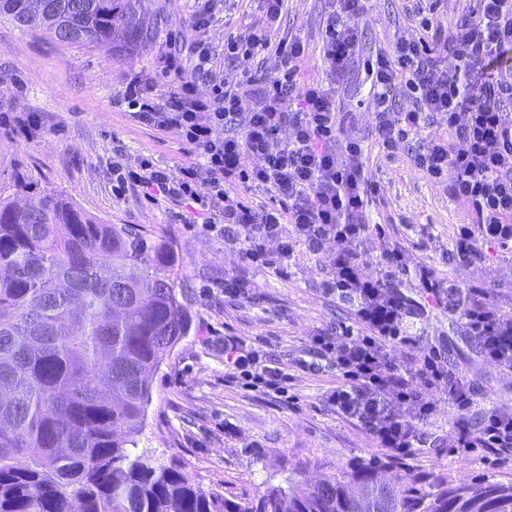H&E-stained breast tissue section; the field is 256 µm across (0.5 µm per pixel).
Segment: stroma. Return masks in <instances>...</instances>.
<instances>
[{"instance_id": "stroma-1", "label": "stroma", "mask_w": 512, "mask_h": 512, "mask_svg": "<svg viewBox=\"0 0 512 512\" xmlns=\"http://www.w3.org/2000/svg\"><path fill=\"white\" fill-rule=\"evenodd\" d=\"M145 6L158 19L156 34L126 55L62 45L0 19V113L41 120L30 139L0 129V191L10 192L15 178H26L102 222L141 229L173 255L176 291L193 326L152 375L140 449L180 465L205 489L238 502L284 485L291 469L317 481L368 458L384 464L389 479L436 469L457 485L486 476L511 480V460L450 454L453 432L445 402H437L423 427L426 448L402 462L337 415L328 401L336 370L317 356L314 338L350 322L353 308L323 293L327 266L322 256L300 253L282 276L250 264L235 234L180 223L178 207L170 200L148 201L135 188L113 193L114 161L149 155L174 175L190 159L176 135L138 125L112 105L130 78L166 86L156 62L180 41L196 4L146 0ZM330 10L329 0H283L276 36L304 43L301 81L324 75L322 31ZM260 19L255 0H220L208 37L216 50H223L225 41ZM359 26L368 55L389 50L399 38L418 36L421 30L419 18L408 14L406 0H374ZM367 91L363 64L354 62L340 92L342 106L357 113L345 136L362 135L373 120ZM418 145L415 139L400 143L389 158L369 154V174L380 187L372 217L388 225L389 236L368 242L363 274L377 273L386 242L404 241L410 270L400 276L399 285L408 297L419 299L414 270L427 264L462 286L488 288L493 302L512 313V253L464 268L449 266L445 259L454 225L467 223L469 215L446 185L427 179L415 166ZM230 276L245 282L247 302L225 301L224 280ZM423 331L427 341L443 349L450 368L477 382L486 404L512 411V374L485 360L459 316L435 313ZM228 336L242 338L248 349L285 366L292 376L287 394L248 392L226 381Z\"/></svg>"}]
</instances>
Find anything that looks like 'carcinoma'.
Returning a JSON list of instances; mask_svg holds the SVG:
<instances>
[{"mask_svg":"<svg viewBox=\"0 0 512 512\" xmlns=\"http://www.w3.org/2000/svg\"><path fill=\"white\" fill-rule=\"evenodd\" d=\"M144 2L0 0V18L125 52L152 38ZM156 251L62 195L0 196V512H512V480L387 483L372 460L243 505L137 452L150 375L192 326Z\"/></svg>","mask_w":512,"mask_h":512,"instance_id":"obj_1","label":"carcinoma"}]
</instances>
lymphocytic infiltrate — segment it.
<instances>
[{
    "label": "lymphocytic infiltrate",
    "mask_w": 512,
    "mask_h": 512,
    "mask_svg": "<svg viewBox=\"0 0 512 512\" xmlns=\"http://www.w3.org/2000/svg\"><path fill=\"white\" fill-rule=\"evenodd\" d=\"M215 2L196 0L178 48L163 57L165 90L135 78L114 101L136 123L174 133L192 161L175 177L150 156L113 163L116 190L153 188L184 207L185 223L241 227L245 258L258 266L287 267L302 249L326 257L324 292L354 307L352 324L316 338L321 354L336 365L330 400L376 447L400 460L416 455L424 445L420 427L434 409L425 397L431 391L444 395L456 415L453 454L479 451L492 461L512 460V412L482 406L476 382L450 371L439 348L413 327L436 311L460 315L485 358L512 373V314L503 313L485 288L461 286L427 265L416 273L422 299L411 300L396 283L407 268L399 244L384 249L376 276L362 274L366 243L385 234L371 221L379 187L366 171L368 139L389 153L398 142L424 135L417 167L428 179L447 182L451 197L470 213L469 222L454 227L449 263L468 267L512 249V0H474L472 14L451 29L422 19L424 36L399 39L390 52L366 59L376 109L363 140L344 136L356 114L341 111L337 90L360 57L358 22L371 0H331L322 35L325 77L304 84V45L271 40L282 0H262L265 25L225 43L223 57L239 73L226 82L206 38ZM272 44L280 76L261 86L253 62ZM203 83L209 87L204 94ZM398 86L415 105L394 116L388 102ZM252 88L258 98L246 112L242 98ZM435 114L446 116V132H428ZM284 129L289 136L283 141ZM244 187L276 192L277 202L254 208L240 193ZM271 239L280 242L275 257L265 248ZM394 349L407 353L409 367L391 361ZM224 368L245 390L287 391L288 372L262 363L236 339L224 341ZM474 410L482 413L476 428L467 418Z\"/></svg>",
    "instance_id": "1"
}]
</instances>
